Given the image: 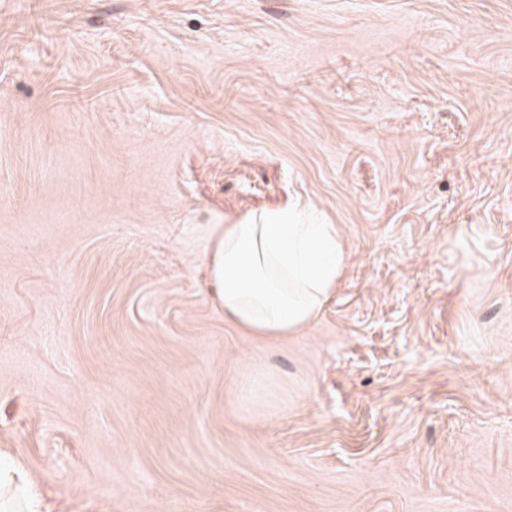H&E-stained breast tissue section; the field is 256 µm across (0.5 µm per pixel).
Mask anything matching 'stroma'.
Wrapping results in <instances>:
<instances>
[{
    "instance_id": "obj_1",
    "label": "stroma",
    "mask_w": 512,
    "mask_h": 512,
    "mask_svg": "<svg viewBox=\"0 0 512 512\" xmlns=\"http://www.w3.org/2000/svg\"><path fill=\"white\" fill-rule=\"evenodd\" d=\"M336 225L302 333L219 225ZM41 512H512V0H0V452ZM347 259L336 225L282 210L220 225L205 265L225 320L249 337L285 340L318 316Z\"/></svg>"
}]
</instances>
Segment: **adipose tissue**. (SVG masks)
<instances>
[{
    "label": "adipose tissue",
    "mask_w": 512,
    "mask_h": 512,
    "mask_svg": "<svg viewBox=\"0 0 512 512\" xmlns=\"http://www.w3.org/2000/svg\"><path fill=\"white\" fill-rule=\"evenodd\" d=\"M347 259L335 225L282 210L220 225L205 265L225 320L249 337L285 340L318 316Z\"/></svg>",
    "instance_id": "ef3b65f1"
}]
</instances>
